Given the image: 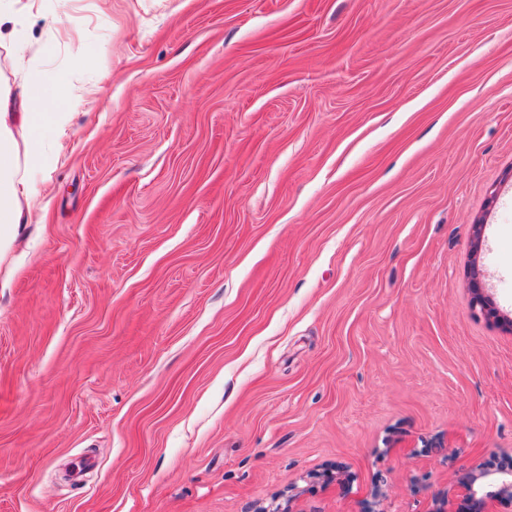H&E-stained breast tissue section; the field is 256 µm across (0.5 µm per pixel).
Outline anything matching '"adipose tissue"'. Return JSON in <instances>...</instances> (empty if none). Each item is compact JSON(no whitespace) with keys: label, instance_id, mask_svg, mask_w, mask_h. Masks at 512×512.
<instances>
[{"label":"adipose tissue","instance_id":"1","mask_svg":"<svg viewBox=\"0 0 512 512\" xmlns=\"http://www.w3.org/2000/svg\"><path fill=\"white\" fill-rule=\"evenodd\" d=\"M71 95L61 78L50 79L42 70L29 68L21 92V109H10L11 90L0 86V243L27 223L23 203L33 194L31 178L45 172L50 155L47 144L57 143L68 121L66 104ZM33 136V146L19 153L15 129Z\"/></svg>","mask_w":512,"mask_h":512}]
</instances>
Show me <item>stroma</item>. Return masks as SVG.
<instances>
[{"label":"stroma","instance_id":"stroma-1","mask_svg":"<svg viewBox=\"0 0 512 512\" xmlns=\"http://www.w3.org/2000/svg\"><path fill=\"white\" fill-rule=\"evenodd\" d=\"M74 87L0 250V512H442L512 458V0H18ZM482 270L476 258L471 262V290H472V309L487 318H493L497 323L504 324L512 329V318L494 308L484 293L481 282Z\"/></svg>","mask_w":512,"mask_h":512}]
</instances>
